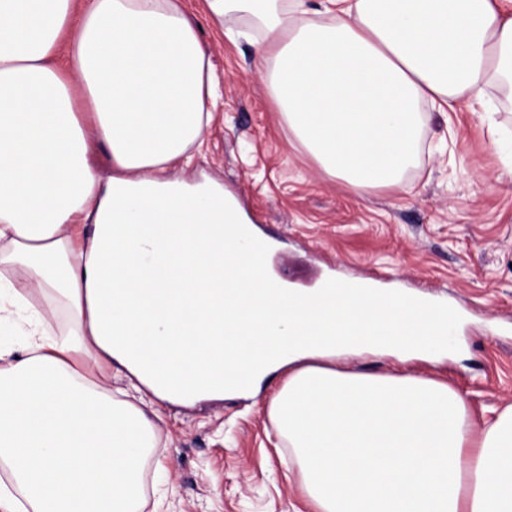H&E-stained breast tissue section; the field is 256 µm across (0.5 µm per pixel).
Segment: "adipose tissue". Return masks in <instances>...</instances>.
<instances>
[{
    "label": "adipose tissue",
    "instance_id": "obj_1",
    "mask_svg": "<svg viewBox=\"0 0 512 512\" xmlns=\"http://www.w3.org/2000/svg\"><path fill=\"white\" fill-rule=\"evenodd\" d=\"M207 11L261 32L257 76L289 132L357 190L400 186L427 107L512 98L499 0ZM217 95L186 0H0V323L27 336L0 348V512H136L155 425L113 398V369L192 404L285 367L268 416L316 512H512V405L478 431L446 382L329 364L447 356V310L245 278L253 240L228 233L223 185L172 174Z\"/></svg>",
    "mask_w": 512,
    "mask_h": 512
}]
</instances>
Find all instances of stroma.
<instances>
[{
    "label": "stroma",
    "instance_id": "obj_1",
    "mask_svg": "<svg viewBox=\"0 0 512 512\" xmlns=\"http://www.w3.org/2000/svg\"><path fill=\"white\" fill-rule=\"evenodd\" d=\"M224 87L189 176L224 185L271 244L281 282L309 292L328 278L371 277L461 311L439 360L363 355L337 369L445 380L474 422L512 404V108L459 102L429 112L400 188L360 192L328 177L294 139L254 74L253 49L206 31ZM287 371L251 394L190 405L144 394L158 445L144 461L140 512H314L291 452L267 416Z\"/></svg>",
    "mask_w": 512,
    "mask_h": 512
}]
</instances>
